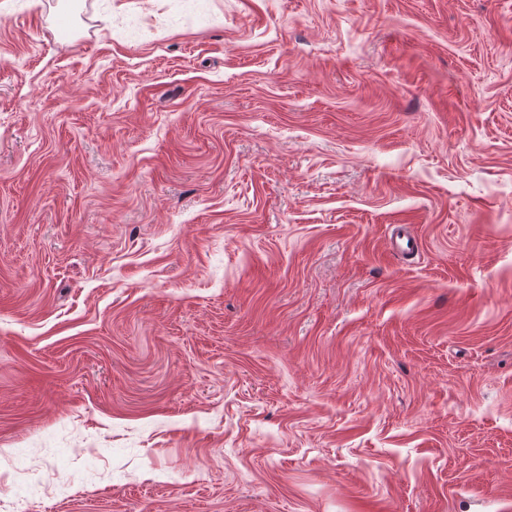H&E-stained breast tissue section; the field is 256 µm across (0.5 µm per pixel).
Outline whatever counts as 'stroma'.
<instances>
[{"instance_id": "1", "label": "stroma", "mask_w": 512, "mask_h": 512, "mask_svg": "<svg viewBox=\"0 0 512 512\" xmlns=\"http://www.w3.org/2000/svg\"><path fill=\"white\" fill-rule=\"evenodd\" d=\"M15 502L512 512V0H0Z\"/></svg>"}]
</instances>
